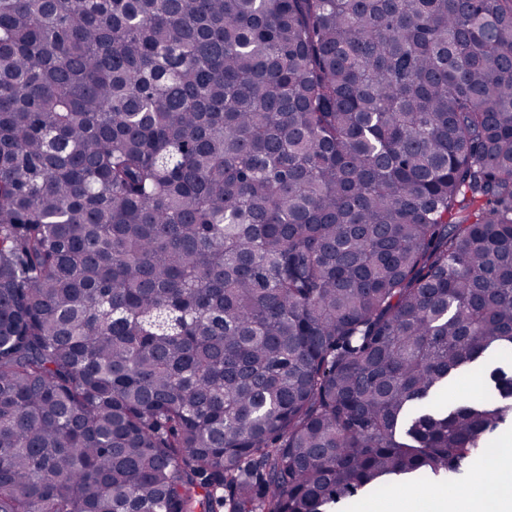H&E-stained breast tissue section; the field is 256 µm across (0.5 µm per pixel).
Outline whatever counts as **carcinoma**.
Returning <instances> with one entry per match:
<instances>
[{
  "label": "carcinoma",
  "instance_id": "obj_1",
  "mask_svg": "<svg viewBox=\"0 0 512 512\" xmlns=\"http://www.w3.org/2000/svg\"><path fill=\"white\" fill-rule=\"evenodd\" d=\"M512 0H0V512L489 481ZM473 380L470 385H465L469 380ZM486 391V380L482 369H474L469 374L460 378L453 391L449 394L452 399L459 398H478Z\"/></svg>",
  "mask_w": 512,
  "mask_h": 512
}]
</instances>
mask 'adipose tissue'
I'll list each match as a JSON object with an SVG mask.
<instances>
[{"instance_id":"adipose-tissue-1","label":"adipose tissue","mask_w":512,"mask_h":512,"mask_svg":"<svg viewBox=\"0 0 512 512\" xmlns=\"http://www.w3.org/2000/svg\"><path fill=\"white\" fill-rule=\"evenodd\" d=\"M490 458L500 473L495 484H476L468 494L446 487L433 494L399 496L391 512H512V448L494 450Z\"/></svg>"}]
</instances>
